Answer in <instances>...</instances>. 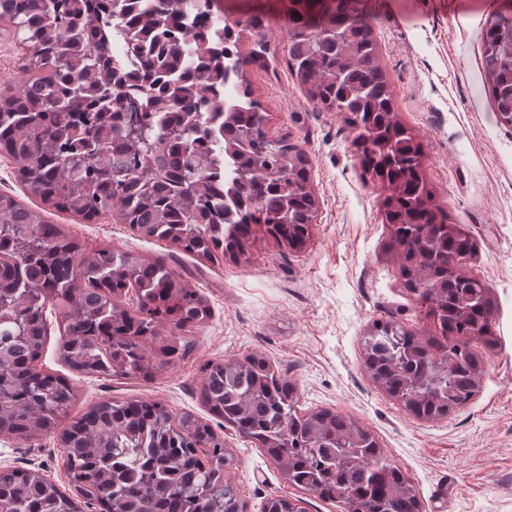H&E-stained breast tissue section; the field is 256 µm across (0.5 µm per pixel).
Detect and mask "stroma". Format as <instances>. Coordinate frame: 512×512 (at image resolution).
Wrapping results in <instances>:
<instances>
[{
  "mask_svg": "<svg viewBox=\"0 0 512 512\" xmlns=\"http://www.w3.org/2000/svg\"><path fill=\"white\" fill-rule=\"evenodd\" d=\"M500 0H361L379 60L395 93L397 116L425 154L423 174L435 204L475 243L462 273L482 280L495 302V348H480V388L447 418L424 421L400 407L363 367L360 342L373 320L433 332L425 305L409 291L386 244L380 182L363 175L343 113L319 110L286 65V0H217L234 16H268L266 64L246 66L244 86L268 113L269 136H288L305 151L318 213L299 247L257 233L244 255L208 261L139 235L112 213L95 223L50 208L86 250L109 246L146 259L165 257L183 284L210 306V320L182 333L167 355L168 334L149 339V376L102 378L71 371L61 360L57 310L40 366L68 379L72 414L104 399H142L174 415L193 414L224 440L236 466L228 473L246 512L267 498L299 499L304 512H344L341 504L287 483L279 463L212 415L200 400L202 366L257 356L294 382L300 408L347 415L368 429L418 491L422 512H512V126L500 121L482 63L483 23ZM31 48L11 23L0 24V89L21 90ZM57 433L24 441L0 435V468L38 471L63 490Z\"/></svg>",
  "mask_w": 512,
  "mask_h": 512,
  "instance_id": "35a3bbf8",
  "label": "stroma"
}]
</instances>
